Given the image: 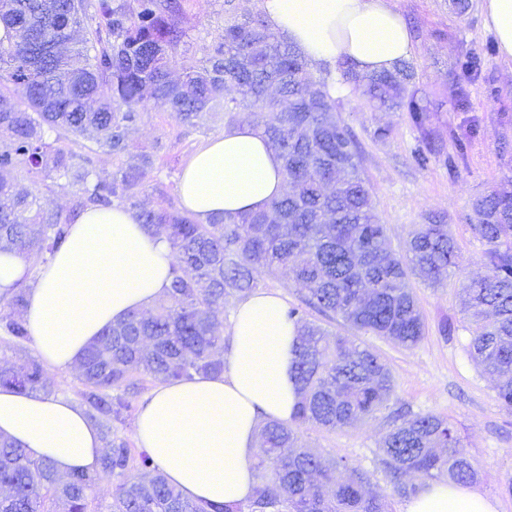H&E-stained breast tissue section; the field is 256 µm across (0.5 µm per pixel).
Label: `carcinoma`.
Wrapping results in <instances>:
<instances>
[{"mask_svg": "<svg viewBox=\"0 0 512 512\" xmlns=\"http://www.w3.org/2000/svg\"><path fill=\"white\" fill-rule=\"evenodd\" d=\"M184 0H0V21L15 38L0 39V251L33 266L63 246L77 212L120 204L151 233L165 238L173 262L170 285L149 311L108 328L79 364L88 418L102 433L100 468L57 473L0 436V512H385L387 493L370 489L368 472L343 457L325 458L302 442L301 430L352 426L394 399L392 371L373 348L308 317L315 310L349 329L405 348L426 325L410 286L434 282L459 266L457 243L437 218L422 224L393 252L359 168L360 146L336 116L328 82L287 40L270 31L261 11L241 14L224 0V28L202 42V57L178 55L185 32L174 24ZM182 79L170 78L174 67ZM343 78L367 103L408 109L416 127L427 119L413 90V66ZM153 105L200 129L216 115L241 114L283 161L286 189L263 210L226 213L200 224L170 203L141 206L154 170L150 153L131 155L128 133ZM83 139L95 153L119 161L111 178L98 176L91 155L63 145ZM25 172L76 188L70 210H46L39 190L22 186ZM474 233L484 242V276L462 288L472 319L468 354L495 383L496 399L512 410V192L479 198ZM284 266L305 287L286 308L297 327L293 364L298 402L292 420L263 422L252 469V498L203 504L171 487L145 452L135 453L119 431L132 397L147 378L191 380L224 371V308L260 288L262 274ZM26 286L0 295L4 351L30 338ZM0 386L49 393L41 363L0 357ZM381 464L391 494L410 497L430 480L470 484L476 462L450 422L433 414L395 418ZM115 481L111 500L98 497L103 478Z\"/></svg>", "mask_w": 512, "mask_h": 512, "instance_id": "cac0c4a2", "label": "carcinoma"}]
</instances>
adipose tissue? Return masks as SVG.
Instances as JSON below:
<instances>
[{
  "mask_svg": "<svg viewBox=\"0 0 512 512\" xmlns=\"http://www.w3.org/2000/svg\"><path fill=\"white\" fill-rule=\"evenodd\" d=\"M260 8L271 30L313 62L346 61L373 74L410 55L408 30L388 0H260ZM483 13L500 56L512 59V0H483ZM284 191L281 159L247 122L201 146L179 181L182 211L201 224L265 208ZM171 261L168 242L147 233L129 208H89L40 270L1 251L0 294L28 284L24 317L34 348L47 369L67 371L105 328L162 296ZM285 310L280 295L254 292L236 307L223 373L159 384L141 407L138 444L184 496L213 504L251 498L257 424L289 422L298 401L296 327ZM0 435L49 458L61 474L100 466L99 431L68 400L0 387ZM403 512H499V505L474 488L432 480Z\"/></svg>",
  "mask_w": 512,
  "mask_h": 512,
  "instance_id": "obj_1",
  "label": "adipose tissue"
}]
</instances>
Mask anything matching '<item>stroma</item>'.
Returning a JSON list of instances; mask_svg holds the SVG:
<instances>
[{"label":"stroma","mask_w":512,"mask_h":512,"mask_svg":"<svg viewBox=\"0 0 512 512\" xmlns=\"http://www.w3.org/2000/svg\"><path fill=\"white\" fill-rule=\"evenodd\" d=\"M469 2L460 12L454 0H391L410 34L417 97L427 108L425 129L413 124L407 110L364 104L349 83L336 89L337 115L361 145V170L390 247L402 251L411 233L438 215L462 257L459 269L436 284L412 280L427 326L417 347L353 336L389 363L394 406L449 418L480 467L476 489L495 499L500 512H512V494L505 489L512 481V414L499 407L492 381L466 352L470 332L461 306V288L481 272L485 249L471 230L473 204L512 180V59L499 55L483 22L482 0ZM223 15L224 0H188L178 24L191 51H198L200 39L221 34ZM381 127L391 130L383 141L375 136ZM223 130L220 121L205 131L190 129L174 114L152 109L129 141L136 153L157 149L153 176L175 186L189 157ZM430 141L439 153L417 164L416 151ZM446 322L453 324L452 334L443 333ZM390 427L384 409L351 427L304 430L303 439L324 456L345 457L349 466L368 471L373 486L385 490L389 477L376 453Z\"/></svg>","instance_id":"stroma-1"}]
</instances>
